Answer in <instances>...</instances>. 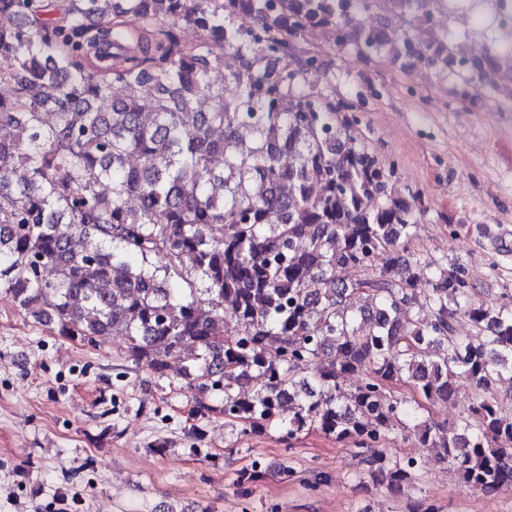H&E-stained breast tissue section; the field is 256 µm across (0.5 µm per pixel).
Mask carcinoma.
<instances>
[{
	"label": "carcinoma",
	"mask_w": 512,
	"mask_h": 512,
	"mask_svg": "<svg viewBox=\"0 0 512 512\" xmlns=\"http://www.w3.org/2000/svg\"><path fill=\"white\" fill-rule=\"evenodd\" d=\"M445 2L0 0V290L84 346L124 337L136 367L197 392V413L222 397L241 435L360 450V482L411 512H439L415 495L432 463L474 492L511 489L512 297L477 302L460 267L404 259L416 224L389 191L395 166L353 146L349 107L294 85L317 62L294 47L321 28L364 59L499 92L497 55L413 43ZM374 10L406 16L404 37L366 24ZM226 48L238 64L216 82ZM462 384L475 399L434 421ZM409 437L427 455L385 452ZM269 472L255 460L237 486Z\"/></svg>",
	"instance_id": "cac0c4a2"
}]
</instances>
